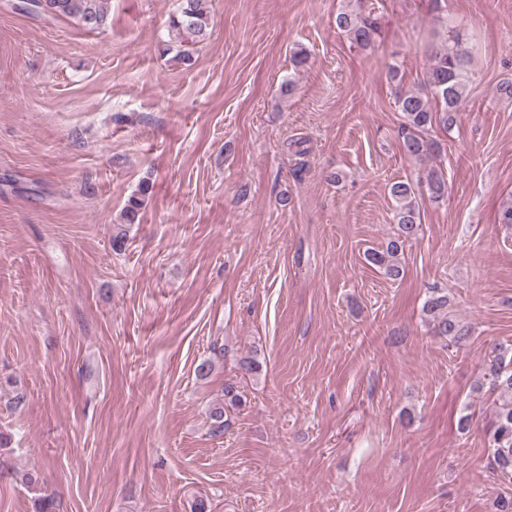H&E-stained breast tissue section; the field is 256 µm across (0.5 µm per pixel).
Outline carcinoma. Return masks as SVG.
Here are the masks:
<instances>
[{
    "mask_svg": "<svg viewBox=\"0 0 512 512\" xmlns=\"http://www.w3.org/2000/svg\"><path fill=\"white\" fill-rule=\"evenodd\" d=\"M106 0H16L12 8L39 19H69L82 28L95 31L107 20ZM336 27L344 31L357 47L374 48L380 36V23L376 8L365 0H347L335 18ZM170 27L175 29L182 42L197 44L210 35L209 0H184L180 12L171 17ZM430 64L416 90L401 91L395 98L396 110L401 113L400 146L404 154L422 161L440 152V145L432 132L436 129L450 132L456 124L457 112L468 96L472 82L470 60L458 37L449 45H433L429 53ZM150 187L142 185L131 195L122 209L121 222L115 225L112 246L121 248L127 238L128 226L139 220ZM448 194V179L440 166L431 167L417 183L409 180L393 182L389 195L393 201V235L381 250L366 251V260L382 270L386 278L396 281L403 277L402 257L405 244L418 238L421 231L420 201L440 202ZM448 289L433 286L423 304V313L433 325L436 335L446 336L452 344L461 345L471 333L449 312ZM485 369L491 390L503 399L496 412L495 421L488 431V444L492 455V470L503 485L512 486V357L494 348ZM224 359V350L213 351V356L202 360L195 369L197 377H208L216 362ZM243 396L236 386L224 384V400L209 409L211 431L218 436L224 433L225 407H239Z\"/></svg>",
    "mask_w": 512,
    "mask_h": 512,
    "instance_id": "carcinoma-1",
    "label": "carcinoma"
}]
</instances>
